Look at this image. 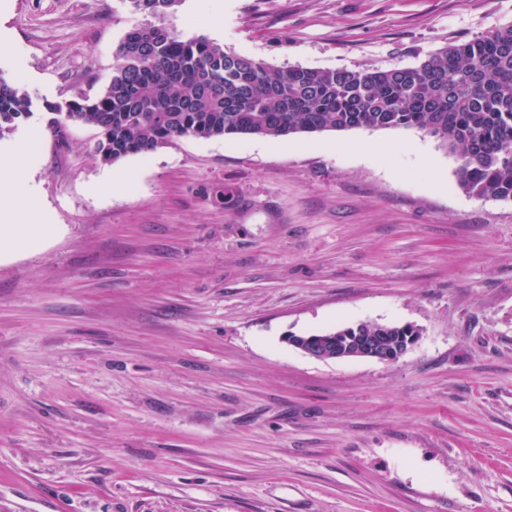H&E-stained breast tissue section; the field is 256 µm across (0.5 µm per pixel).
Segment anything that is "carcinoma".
Masks as SVG:
<instances>
[{
    "label": "carcinoma",
    "mask_w": 512,
    "mask_h": 512,
    "mask_svg": "<svg viewBox=\"0 0 512 512\" xmlns=\"http://www.w3.org/2000/svg\"><path fill=\"white\" fill-rule=\"evenodd\" d=\"M165 16L179 0H125ZM112 78L53 110L94 128L101 162L146 154L176 138L286 137L407 128L458 152L461 187L512 201V25L450 44L412 67L271 71L203 36L164 24L127 30ZM31 98L0 78V138L31 116Z\"/></svg>",
    "instance_id": "obj_1"
}]
</instances>
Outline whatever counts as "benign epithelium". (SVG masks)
<instances>
[{"mask_svg": "<svg viewBox=\"0 0 512 512\" xmlns=\"http://www.w3.org/2000/svg\"><path fill=\"white\" fill-rule=\"evenodd\" d=\"M382 327L377 336H366L361 326L345 327L336 336L290 334L284 337L289 346L317 360L373 359L394 363L419 340L410 325L397 329L398 335H389Z\"/></svg>", "mask_w": 512, "mask_h": 512, "instance_id": "benign-epithelium-1", "label": "benign epithelium"}]
</instances>
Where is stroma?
Listing matches in <instances>:
<instances>
[{"label":"stroma","instance_id":"stroma-1","mask_svg":"<svg viewBox=\"0 0 512 512\" xmlns=\"http://www.w3.org/2000/svg\"><path fill=\"white\" fill-rule=\"evenodd\" d=\"M125 0H0L32 100L0 156V512H512V201L416 129L178 138L112 164L54 105L112 77ZM165 25L277 69L416 65L512 0H180ZM417 325L396 363L287 335ZM12 205L1 206L0 202V253L5 243L15 247L27 243L28 235L17 224H12Z\"/></svg>","mask_w":512,"mask_h":512}]
</instances>
